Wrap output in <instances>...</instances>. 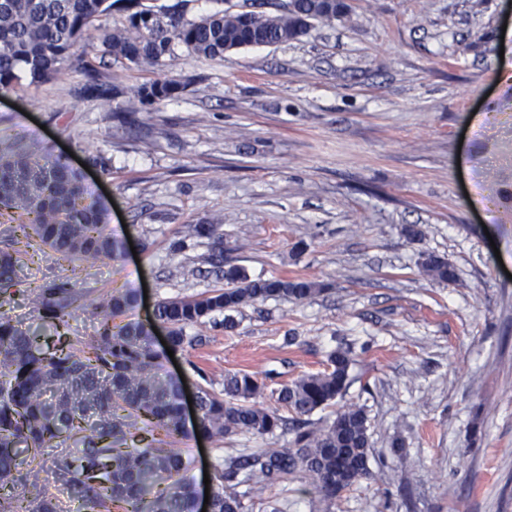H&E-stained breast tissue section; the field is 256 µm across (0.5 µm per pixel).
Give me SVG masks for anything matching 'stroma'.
Instances as JSON below:
<instances>
[{
	"label": "stroma",
	"mask_w": 512,
	"mask_h": 512,
	"mask_svg": "<svg viewBox=\"0 0 512 512\" xmlns=\"http://www.w3.org/2000/svg\"><path fill=\"white\" fill-rule=\"evenodd\" d=\"M350 17L314 24L300 39L224 57L182 54L177 97L132 106L116 128L99 100L80 94L71 68L47 83L0 93V143L54 155L72 151L85 183L113 200L108 224L134 252L95 265L67 261L16 238L0 216V247L23 267L6 310L27 327L31 289L66 280L93 297L147 293L131 319L157 304L224 287L209 241H180L181 225L224 217V260L253 278L328 284L301 303L269 299L186 329L187 351L165 361L187 394L224 393V379L254 374L258 406L292 414L275 390L325 369L339 343L359 354L344 403L371 422V479L328 503L301 476L258 488L284 512H512V0H350ZM164 71L108 62L103 83L125 89ZM414 225L423 235L407 240ZM182 250H175L176 242ZM433 253L457 279L420 269ZM403 441L391 448L392 438ZM231 435L185 439L190 474L264 446Z\"/></svg>",
	"instance_id": "obj_1"
}]
</instances>
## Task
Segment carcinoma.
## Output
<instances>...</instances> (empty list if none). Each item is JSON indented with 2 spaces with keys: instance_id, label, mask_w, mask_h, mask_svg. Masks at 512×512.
<instances>
[{
  "instance_id": "1",
  "label": "carcinoma",
  "mask_w": 512,
  "mask_h": 512,
  "mask_svg": "<svg viewBox=\"0 0 512 512\" xmlns=\"http://www.w3.org/2000/svg\"><path fill=\"white\" fill-rule=\"evenodd\" d=\"M128 11L122 27L106 29L98 18L115 5ZM349 14L346 5L327 0H292L280 12L257 13L250 29L246 13L215 10L187 20L178 5L155 10L139 0H0V91L25 75L32 84L53 80L70 59L75 43L98 41L101 57L137 66L175 68L181 47L202 57H221L245 47L274 45L306 34L298 17L332 24ZM75 68L85 77L87 95L112 102L113 89L99 82L96 67L82 58ZM193 78L156 80L130 93L151 104L172 98ZM0 211L26 217L19 225L26 239L55 251L64 260L95 264L118 259L124 241L112 235L107 209L93 199L81 174L61 157L46 158L22 146L0 151ZM224 216L185 224L184 239H207L220 248ZM19 252L0 250V307L12 300ZM423 273L433 281L456 280L452 265L428 254ZM226 287L205 296L159 303L156 320L170 331L169 349L192 345L185 328L215 313L280 299L302 302L325 290L303 278H250L238 266L224 270ZM81 300L66 282L51 280L30 293L40 316L22 329L0 312V512H57L40 470L32 467L57 439L71 443L55 462L57 482L79 503L78 512H194L195 481L178 445L201 436H274L284 420L254 402L264 383L249 373L224 379V397L202 389L200 422L186 428L180 382L163 371L167 350L155 344L153 327L115 318L131 311L137 297L112 292L92 300L101 317L95 333L74 349L61 332ZM352 347L328 355L327 367L282 387L277 401L296 414L291 447L258 448L218 463L212 470V512H253L255 486L276 485L288 476L307 479L320 500L331 502L371 475V423L364 406L351 404L335 418L311 426L309 416L336 404L349 387Z\"/></svg>"
}]
</instances>
